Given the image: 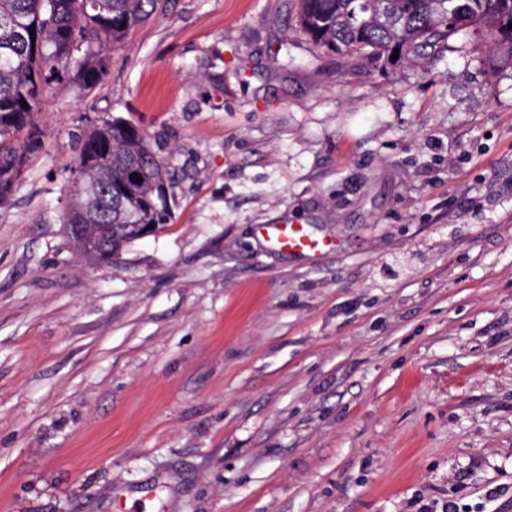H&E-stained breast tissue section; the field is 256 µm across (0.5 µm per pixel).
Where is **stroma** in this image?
Listing matches in <instances>:
<instances>
[{
	"mask_svg": "<svg viewBox=\"0 0 512 512\" xmlns=\"http://www.w3.org/2000/svg\"><path fill=\"white\" fill-rule=\"evenodd\" d=\"M297 0H167L56 87L0 204L6 512H512V69L342 57ZM122 118L174 220L111 265L63 223ZM333 241L288 254L260 224Z\"/></svg>",
	"mask_w": 512,
	"mask_h": 512,
	"instance_id": "35a3bbf8",
	"label": "stroma"
}]
</instances>
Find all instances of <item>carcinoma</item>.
Here are the masks:
<instances>
[{
	"mask_svg": "<svg viewBox=\"0 0 512 512\" xmlns=\"http://www.w3.org/2000/svg\"><path fill=\"white\" fill-rule=\"evenodd\" d=\"M0 0V203L11 195L26 154L40 147L36 107L54 86L96 89L108 67L104 48L157 13L163 0ZM299 24L318 46L337 54L364 53L409 61L437 55L450 38L472 31L490 41L512 68V0H299ZM26 105H21V102ZM25 133L15 142V134ZM72 174L66 224H111L112 248L134 240L125 224L161 230L172 213L161 190L168 167L147 134L121 118L83 141Z\"/></svg>",
	"mask_w": 512,
	"mask_h": 512,
	"instance_id": "obj_1",
	"label": "carcinoma"
}]
</instances>
